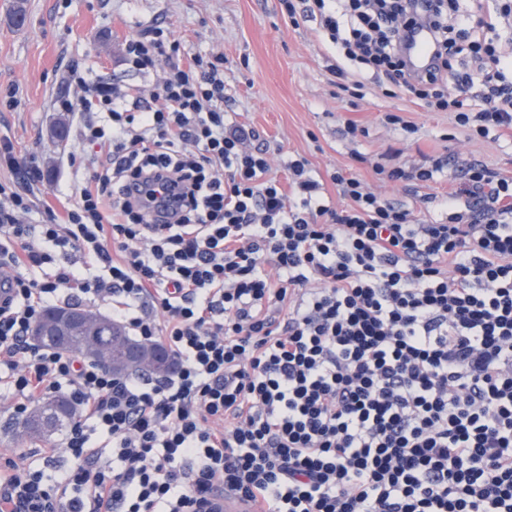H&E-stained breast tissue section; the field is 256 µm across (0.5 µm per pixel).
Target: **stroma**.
<instances>
[{"label":"stroma","instance_id":"1","mask_svg":"<svg viewBox=\"0 0 512 512\" xmlns=\"http://www.w3.org/2000/svg\"><path fill=\"white\" fill-rule=\"evenodd\" d=\"M157 19L169 24L182 50L223 55L230 120L260 132L272 148L270 164L278 177H287L288 160L305 157L331 207L348 204L331 181L340 172L405 204L417 219H440L427 199L447 195L455 182L453 166H445L435 182L407 185L382 179L374 170L378 164L412 167L427 157L457 155L512 177L510 135H468L454 113L429 112L408 97L389 98L377 89L357 98L344 95L329 81L333 50L318 22L292 24L281 0H0V136L35 156L49 176L33 189L36 206L28 223H41L44 205L58 211L66 202L72 184L68 156L86 174L97 167L98 156L75 131L71 115L54 107L59 97L74 94L70 68L132 92L148 89L158 72L129 70L122 44ZM11 95L17 106H7ZM395 108L417 133L385 123V113ZM348 122L358 127L356 137L344 136ZM13 405L10 396H0V465L40 464L41 450L62 436L44 442L18 437Z\"/></svg>","mask_w":512,"mask_h":512}]
</instances>
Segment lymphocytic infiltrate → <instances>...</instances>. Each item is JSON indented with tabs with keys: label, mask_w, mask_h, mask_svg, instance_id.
Returning a JSON list of instances; mask_svg holds the SVG:
<instances>
[{
	"label": "lymphocytic infiltrate",
	"mask_w": 512,
	"mask_h": 512,
	"mask_svg": "<svg viewBox=\"0 0 512 512\" xmlns=\"http://www.w3.org/2000/svg\"><path fill=\"white\" fill-rule=\"evenodd\" d=\"M303 2L342 92L387 82L465 130H512L497 18L342 0L341 23ZM421 20L434 64L413 75L405 33ZM122 56L165 73L146 96L71 73L81 104L58 106L103 154L63 214L23 223L44 173L0 137V381L16 413L60 392L77 409L41 467L0 469V512H200L225 490L255 512H512V178L453 158L449 215L422 224L337 173L335 210L307 159L288 160L286 192L259 132L229 121L223 56H184L158 21ZM72 251L81 269L56 263ZM89 296L174 372L115 376L32 344L56 298Z\"/></svg>",
	"instance_id": "obj_1"
}]
</instances>
